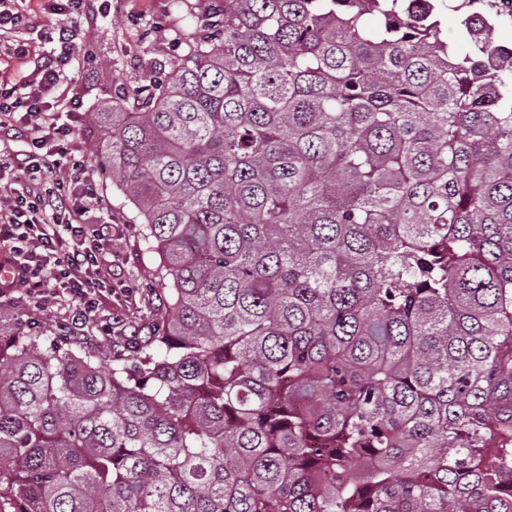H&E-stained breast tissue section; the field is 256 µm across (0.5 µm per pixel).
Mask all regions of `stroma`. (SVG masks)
I'll return each mask as SVG.
<instances>
[{
  "label": "stroma",
  "mask_w": 512,
  "mask_h": 512,
  "mask_svg": "<svg viewBox=\"0 0 512 512\" xmlns=\"http://www.w3.org/2000/svg\"><path fill=\"white\" fill-rule=\"evenodd\" d=\"M213 2L92 0L87 14L61 17L44 13L41 0H29L28 25L12 39L24 53L0 55V82L20 88L31 81V57L51 48L45 33L61 22L74 26L82 51L65 96L75 102L86 120L73 136L70 149L89 167H97L99 159L93 146L102 131L92 121V113L111 108L119 91L149 84L156 76L171 75L174 61L187 51L197 19L211 9ZM117 181V176L101 174L98 215L101 220L127 225L126 236L112 244V272L135 285L136 291H116L96 311L97 324H117L112 335L75 339L106 367L117 356L134 361L139 343L160 330L168 295L156 276L159 257L145 243L134 209L117 190Z\"/></svg>",
  "instance_id": "35a3bbf8"
}]
</instances>
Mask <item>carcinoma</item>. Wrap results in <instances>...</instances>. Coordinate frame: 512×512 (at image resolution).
I'll list each match as a JSON object with an SVG mask.
<instances>
[{
	"mask_svg": "<svg viewBox=\"0 0 512 512\" xmlns=\"http://www.w3.org/2000/svg\"><path fill=\"white\" fill-rule=\"evenodd\" d=\"M471 13L219 0L93 113L167 318L105 368L0 313V512H512V44Z\"/></svg>",
	"mask_w": 512,
	"mask_h": 512,
	"instance_id": "carcinoma-1",
	"label": "carcinoma"
}]
</instances>
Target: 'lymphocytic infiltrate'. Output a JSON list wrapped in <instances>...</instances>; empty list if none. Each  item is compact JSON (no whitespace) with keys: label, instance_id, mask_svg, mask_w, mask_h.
I'll use <instances>...</instances> for the list:
<instances>
[{"label":"lymphocytic infiltrate","instance_id":"obj_1","mask_svg":"<svg viewBox=\"0 0 512 512\" xmlns=\"http://www.w3.org/2000/svg\"><path fill=\"white\" fill-rule=\"evenodd\" d=\"M57 47L34 62L36 86L24 94L0 85V128L26 141L23 155L0 152V298L24 288L36 316L57 309L56 325L69 336H108L93 314L113 288L103 272L112 252V227L91 222L98 181L68 149L78 120L67 100L48 107L47 90L73 79L80 51L72 27L53 30Z\"/></svg>","mask_w":512,"mask_h":512}]
</instances>
